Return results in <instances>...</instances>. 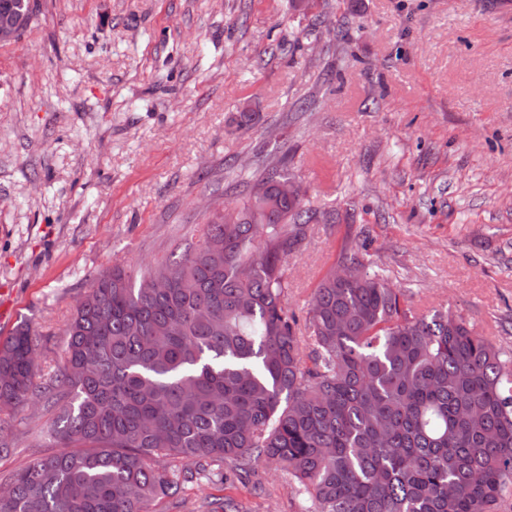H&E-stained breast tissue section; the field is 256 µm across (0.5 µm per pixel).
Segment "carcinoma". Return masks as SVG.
Wrapping results in <instances>:
<instances>
[{"label": "carcinoma", "mask_w": 512, "mask_h": 512, "mask_svg": "<svg viewBox=\"0 0 512 512\" xmlns=\"http://www.w3.org/2000/svg\"><path fill=\"white\" fill-rule=\"evenodd\" d=\"M0 2L26 31L32 0ZM287 164L262 169L236 223L215 216L138 278L99 275L49 381H34L28 324L0 342V411L44 403L60 448L5 480L0 512H152L218 463L279 465L315 512L512 501V354L461 313L417 311L345 245L312 294L302 356L287 263L318 212L280 194Z\"/></svg>", "instance_id": "carcinoma-1"}]
</instances>
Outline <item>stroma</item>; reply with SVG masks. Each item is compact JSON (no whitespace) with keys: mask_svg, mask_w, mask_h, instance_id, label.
<instances>
[{"mask_svg":"<svg viewBox=\"0 0 512 512\" xmlns=\"http://www.w3.org/2000/svg\"><path fill=\"white\" fill-rule=\"evenodd\" d=\"M0 45V339L60 363L76 302L197 241L287 156L320 216L288 260L305 318L344 243L422 311L512 350V0H38ZM299 40L269 55L274 40ZM334 71L323 85V67ZM54 413L0 412V478L54 454ZM314 512L281 468L202 476L153 512Z\"/></svg>","mask_w":512,"mask_h":512,"instance_id":"obj_1","label":"stroma"}]
</instances>
